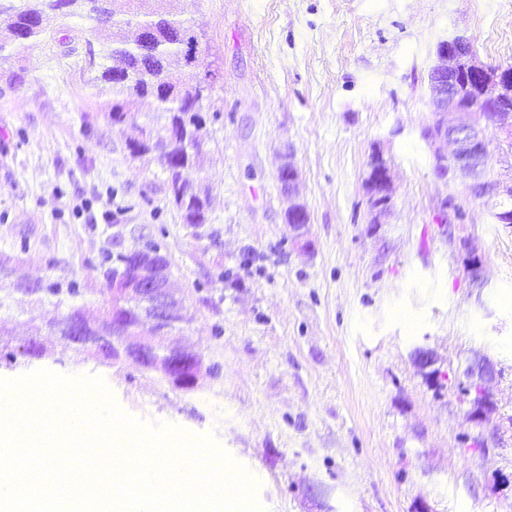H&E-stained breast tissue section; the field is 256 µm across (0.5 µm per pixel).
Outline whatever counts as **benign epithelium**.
Returning a JSON list of instances; mask_svg holds the SVG:
<instances>
[{
	"label": "benign epithelium",
	"instance_id": "7a95c632",
	"mask_svg": "<svg viewBox=\"0 0 512 512\" xmlns=\"http://www.w3.org/2000/svg\"><path fill=\"white\" fill-rule=\"evenodd\" d=\"M460 80L471 93L469 101L463 100L459 92ZM430 87L439 123V131L428 136L437 179L460 182L466 195L474 200L496 203L507 197L512 185L489 176L491 150L483 113H495L497 130L504 134V142H511L512 69L480 62L470 42L456 36L439 46ZM276 176L291 216L299 219V223L292 225L298 232L305 224L301 223L303 214L296 207L300 174L291 157L282 160ZM393 187V174L386 160L368 167L366 200L370 223H385L392 208ZM459 250L464 254L465 270L471 280L484 286L483 258L474 241L459 239ZM120 254L129 273L117 278L114 286L131 297L139 311L138 324L121 328L126 358L140 360L145 368L159 372L183 391L199 389L201 373L188 371L192 365L189 352L171 340L173 332L189 317L184 302L170 287L164 261L140 243L122 249ZM496 374L495 363L487 357L474 359L466 370L464 396L469 416L477 421L487 418V407L481 402L491 399Z\"/></svg>",
	"mask_w": 512,
	"mask_h": 512
}]
</instances>
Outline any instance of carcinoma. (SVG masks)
Here are the masks:
<instances>
[{"instance_id": "obj_1", "label": "carcinoma", "mask_w": 512, "mask_h": 512, "mask_svg": "<svg viewBox=\"0 0 512 512\" xmlns=\"http://www.w3.org/2000/svg\"><path fill=\"white\" fill-rule=\"evenodd\" d=\"M81 16L117 27L121 35L105 45L100 52L89 50L111 65L100 68L96 77L101 86L112 95H124L121 104H111L106 110L110 122L130 130L127 139L141 143L145 130L151 129L161 138L169 126L180 123L191 127L194 114L188 112L191 105L186 87L181 81L183 69L191 66L199 49V34L184 17L177 0H129L124 12L108 8V0H0V19L7 23L10 38L0 42V62L8 61L35 47L53 19ZM150 97L156 109L150 121L144 125L132 122L131 109L139 99ZM203 151L185 153L175 149L169 154V162L163 166L169 198L182 213L186 224H204L208 220L210 194L207 187L194 183L183 176V171L201 166ZM103 291L112 294L113 280L123 273L122 258L107 255ZM16 290L28 295L47 291L56 298V306L68 307L52 327L60 338L73 343L67 326L73 319L82 321L93 336L112 335V304H125V298L117 296L107 300L95 319L89 318L81 306H68L69 299L81 294L80 289L70 287L46 289L40 282L16 285ZM79 349L86 351L98 364L112 366V351H101L92 343H83ZM48 354L45 345L31 339L26 346L0 343V365L17 367L41 359Z\"/></svg>"}]
</instances>
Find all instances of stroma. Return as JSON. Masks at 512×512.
Masks as SVG:
<instances>
[{
  "label": "stroma",
  "mask_w": 512,
  "mask_h": 512,
  "mask_svg": "<svg viewBox=\"0 0 512 512\" xmlns=\"http://www.w3.org/2000/svg\"><path fill=\"white\" fill-rule=\"evenodd\" d=\"M200 35L184 80L221 112L208 126L207 223H183L157 161L131 157L106 118L89 49L103 27L73 16L0 80V264L16 279L86 288L104 254L159 241L192 320L176 341L220 364L197 392L128 361L97 365L48 328L51 296L12 294L0 334L51 349L44 369L104 380L147 423L213 434L259 481L265 512H512V224L434 174L421 136L441 42L512 65V0H184ZM293 150L309 213L303 239L276 179ZM380 151L394 197L371 227L363 189ZM463 220L441 224L438 197ZM89 199L95 223L72 208ZM483 256L466 273L459 238ZM431 350L443 388L414 353ZM498 372L476 424L458 380L476 355ZM487 440L484 448L473 438ZM459 250L464 254V266L471 280L479 287L485 285L483 258L478 247L470 238L459 239Z\"/></svg>",
  "instance_id": "obj_1"
}]
</instances>
